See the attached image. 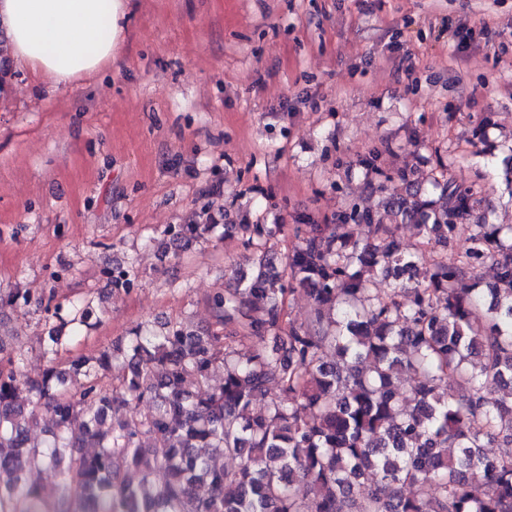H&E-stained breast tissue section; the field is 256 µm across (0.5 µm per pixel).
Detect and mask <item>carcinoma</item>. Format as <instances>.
<instances>
[{
	"instance_id": "1",
	"label": "carcinoma",
	"mask_w": 512,
	"mask_h": 512,
	"mask_svg": "<svg viewBox=\"0 0 512 512\" xmlns=\"http://www.w3.org/2000/svg\"><path fill=\"white\" fill-rule=\"evenodd\" d=\"M378 159H360L366 180L383 174ZM399 178L408 199L355 204L331 224L302 217L281 260L266 243L285 225H224L251 271L210 299L206 333L139 328L63 365L64 339L51 333L36 378L0 343V512H512V224L490 222L482 189L445 173L408 165ZM398 221L434 251L419 279L420 250L402 248ZM218 228L165 233L208 239ZM136 278L114 269L112 287L129 292ZM378 278L389 291L372 287ZM300 291L312 311L287 322L286 296ZM63 311L92 327L89 305L54 306ZM119 358V385H102ZM43 421L40 449L29 440ZM159 437L161 450L150 445ZM39 467L59 470L52 502L25 482ZM299 481L311 495L295 492Z\"/></svg>"
}]
</instances>
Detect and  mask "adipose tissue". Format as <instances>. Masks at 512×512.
<instances>
[{
	"instance_id": "ef3b65f1",
	"label": "adipose tissue",
	"mask_w": 512,
	"mask_h": 512,
	"mask_svg": "<svg viewBox=\"0 0 512 512\" xmlns=\"http://www.w3.org/2000/svg\"><path fill=\"white\" fill-rule=\"evenodd\" d=\"M125 0H0L11 54L66 86L96 74L123 45Z\"/></svg>"
}]
</instances>
